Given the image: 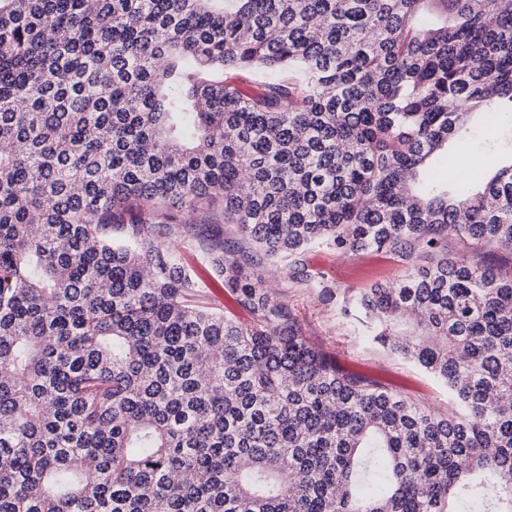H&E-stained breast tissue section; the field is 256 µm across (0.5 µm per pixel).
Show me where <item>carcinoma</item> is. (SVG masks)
Instances as JSON below:
<instances>
[{"label":"carcinoma","instance_id":"carcinoma-1","mask_svg":"<svg viewBox=\"0 0 512 512\" xmlns=\"http://www.w3.org/2000/svg\"><path fill=\"white\" fill-rule=\"evenodd\" d=\"M248 72L257 89L231 75ZM512 0H0V512H512ZM249 324L195 304L167 210ZM465 253H448V232ZM417 266L340 314L435 413L301 336L252 269ZM495 132L489 127H481L475 130L474 136L468 139L461 148V154L480 160L490 149L496 146Z\"/></svg>","mask_w":512,"mask_h":512}]
</instances>
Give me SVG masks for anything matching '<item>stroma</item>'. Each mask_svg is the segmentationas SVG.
I'll return each instance as SVG.
<instances>
[{
	"label": "stroma",
	"instance_id": "1",
	"mask_svg": "<svg viewBox=\"0 0 512 512\" xmlns=\"http://www.w3.org/2000/svg\"><path fill=\"white\" fill-rule=\"evenodd\" d=\"M212 235L220 236L228 245L240 240L235 225L199 224L178 232L179 255L199 279L202 305L250 323L248 312L222 288L209 255L201 247L202 240ZM305 260L319 273L321 287L295 288L283 271L270 274L275 293L295 312L301 335L341 367L363 373L433 411H448L452 400L438 378L375 343L339 313L344 299L377 283L399 282L411 272V264L385 252L340 253L325 247L309 250Z\"/></svg>",
	"mask_w": 512,
	"mask_h": 512
}]
</instances>
